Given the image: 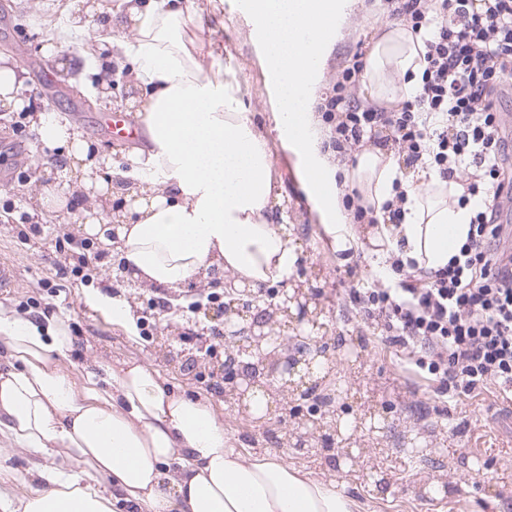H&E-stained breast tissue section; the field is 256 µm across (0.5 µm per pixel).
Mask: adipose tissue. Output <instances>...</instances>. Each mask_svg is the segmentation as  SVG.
I'll return each mask as SVG.
<instances>
[{
    "label": "adipose tissue",
    "instance_id": "obj_1",
    "mask_svg": "<svg viewBox=\"0 0 512 512\" xmlns=\"http://www.w3.org/2000/svg\"><path fill=\"white\" fill-rule=\"evenodd\" d=\"M113 15L116 51L134 64L137 115L149 150H134L123 178L140 195L117 216L116 249L126 274L151 288L204 282L217 268L238 286L288 280L298 261L286 225L274 223L267 140L242 107L241 91L206 45L190 0H127ZM332 0H253L263 18L265 64L281 77L276 128L325 185L320 209L340 247L366 236L384 258L435 271L465 242L472 206L454 203L456 183L433 168L404 172L393 153L364 148L337 164L322 150L314 114L330 18L346 23ZM422 45L399 23L383 26L366 59L362 92L390 106L421 82ZM33 124L44 145L82 156L79 133L50 112ZM407 189L401 224L359 232L348 224L339 184L358 189L363 206L383 216L394 182ZM71 338L64 322L42 324L0 307V346L15 369L0 372V436L34 453L61 448L57 465L36 471L44 484L13 500L0 490V512H114L109 489L138 512H357L339 483L302 472L286 459L242 456L212 404L167 391L149 365L126 361L87 372L77 387L50 353Z\"/></svg>",
    "mask_w": 512,
    "mask_h": 512
}]
</instances>
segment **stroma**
I'll list each match as a JSON object with an SVG mask.
<instances>
[{
    "label": "stroma",
    "instance_id": "1",
    "mask_svg": "<svg viewBox=\"0 0 512 512\" xmlns=\"http://www.w3.org/2000/svg\"><path fill=\"white\" fill-rule=\"evenodd\" d=\"M192 3L204 28L222 43L224 65L240 84L242 102L256 128L268 140L274 217L287 225L300 251L292 280L303 283L326 308L327 328L319 332V342L329 352H349L347 359L331 360L321 390L347 393L350 418L374 412L377 433L362 436L349 459L318 435L305 447L285 446L308 401H301L298 411L276 409L258 422L197 381V373L210 364L208 347L229 351L235 342L231 331L214 330L211 312L155 319L156 328L147 338L135 323L113 320L111 301L122 297L134 306L138 319L151 318L155 293L125 280L118 254L104 251L85 233L88 211L109 207L110 201L77 191L82 162L69 158L65 148L43 147L31 117L49 110L75 127L89 155L111 158V167L98 171L105 180L112 170L124 169L129 151L149 148V139L136 144L104 139L95 127L102 111H133L132 64L99 42L108 33L111 15L124 12V0H0V57L22 68L17 96L26 103L17 109L0 100V166L16 170L28 164L37 169L28 183L0 185V261L11 263L19 280L18 287L0 293V305L42 320H65L72 347L51 359L76 382H83L86 367L100 357L145 363L167 388L208 399L236 450L283 456L311 475H333L361 512H512V424L507 421L512 405L502 402L491 386L462 400L438 394L431 382L395 356L378 329L357 321L340 273L355 265L361 279H371L379 259L370 244L344 250L326 232L304 179L303 161L275 128L274 91L262 49L250 19L237 12V0ZM76 13L86 24L84 32L63 38ZM386 19L383 13L354 18L327 50L324 84H332L352 66L356 53L369 51ZM47 69L55 78L51 87L43 81ZM50 185L71 187L65 207L44 203L42 190ZM23 225L38 227V234L21 240L17 232ZM67 237L88 244L92 254L104 258L105 271L89 286L76 285L68 259L55 248L57 240ZM424 448L436 449L438 462L420 470L411 466L409 457ZM52 461L50 455L0 443V488L18 497L32 493L37 485L31 471ZM448 461L456 469L451 479L441 468Z\"/></svg>",
    "mask_w": 512,
    "mask_h": 512
}]
</instances>
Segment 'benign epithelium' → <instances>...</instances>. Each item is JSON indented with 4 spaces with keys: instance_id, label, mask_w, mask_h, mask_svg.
Segmentation results:
<instances>
[{
    "instance_id": "1",
    "label": "benign epithelium",
    "mask_w": 512,
    "mask_h": 512,
    "mask_svg": "<svg viewBox=\"0 0 512 512\" xmlns=\"http://www.w3.org/2000/svg\"><path fill=\"white\" fill-rule=\"evenodd\" d=\"M268 298V309L260 314H248L235 307L233 301L213 312L214 319L239 326L234 331L237 350L249 358V363L244 366L235 358L224 362V375L229 379L224 397L234 399L245 410L250 409V398L258 390L275 387L288 391L290 397L313 394L320 386L318 373L329 360L326 347L312 336L324 327L320 322L324 309L319 299L300 285ZM290 331L293 339L304 345L288 353L282 343Z\"/></svg>"
}]
</instances>
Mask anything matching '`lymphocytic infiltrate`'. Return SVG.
Masks as SVG:
<instances>
[{"instance_id":"1","label":"lymphocytic infiltrate","mask_w":512,"mask_h":512,"mask_svg":"<svg viewBox=\"0 0 512 512\" xmlns=\"http://www.w3.org/2000/svg\"><path fill=\"white\" fill-rule=\"evenodd\" d=\"M393 20L423 42L413 96L391 110L357 104L363 61L318 105L324 151L352 160L365 143L390 146L406 167H432L473 204L466 241L446 267L393 259L399 282L341 283L364 322L405 361L460 398L486 386L512 399V133L498 99L512 80V0H390Z\"/></svg>"}]
</instances>
